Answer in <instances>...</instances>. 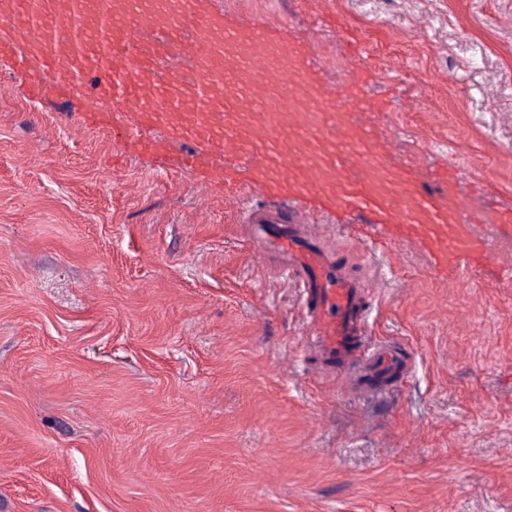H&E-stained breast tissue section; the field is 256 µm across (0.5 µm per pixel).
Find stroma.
<instances>
[{
    "instance_id": "35a3bbf8",
    "label": "stroma",
    "mask_w": 512,
    "mask_h": 512,
    "mask_svg": "<svg viewBox=\"0 0 512 512\" xmlns=\"http://www.w3.org/2000/svg\"><path fill=\"white\" fill-rule=\"evenodd\" d=\"M229 24L360 73L363 121L431 183L450 151L512 211V0H211ZM384 31L344 52L326 14ZM31 101L0 60V512H512V231L462 281L416 246L377 262L369 334L409 348L392 390L335 388L305 357L298 292L223 194L176 160Z\"/></svg>"
}]
</instances>
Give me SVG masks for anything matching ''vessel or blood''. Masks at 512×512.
<instances>
[{
  "instance_id": "vessel-or-blood-1",
  "label": "vessel or blood",
  "mask_w": 512,
  "mask_h": 512,
  "mask_svg": "<svg viewBox=\"0 0 512 512\" xmlns=\"http://www.w3.org/2000/svg\"><path fill=\"white\" fill-rule=\"evenodd\" d=\"M207 0H0V56L25 95L89 102L88 126L123 147L177 156L207 185L249 174L243 235L281 260L297 289L307 350L324 380L380 394L411 367L408 351L368 338L378 279L325 241L313 204L367 215L371 240L421 247L463 278L490 263L474 224L480 196L417 184L357 115L371 102L350 74L335 89L312 73L299 40L268 26H228Z\"/></svg>"
}]
</instances>
